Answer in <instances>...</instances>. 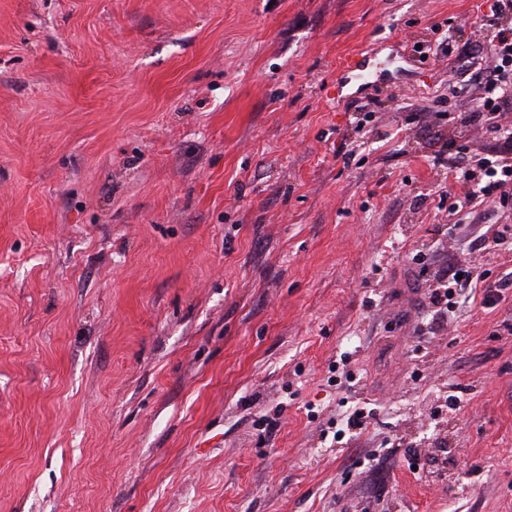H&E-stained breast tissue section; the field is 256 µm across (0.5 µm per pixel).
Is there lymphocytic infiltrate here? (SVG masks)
Returning a JSON list of instances; mask_svg holds the SVG:
<instances>
[{
  "label": "lymphocytic infiltrate",
  "instance_id": "1",
  "mask_svg": "<svg viewBox=\"0 0 512 512\" xmlns=\"http://www.w3.org/2000/svg\"><path fill=\"white\" fill-rule=\"evenodd\" d=\"M470 25L489 38L485 65L475 76L478 97L470 120L494 133L499 149L494 157L482 159L476 172L464 168L463 152H456L449 158V167L459 168L461 178L471 185L468 192L454 198L449 205L452 219L448 229L453 233L473 212H482L489 218L494 215L496 207L512 204V131L503 129L492 120L493 115L512 107V0H481ZM476 284L482 287L483 304L491 306L500 302L506 291L512 289V276L487 284L481 274L462 264L442 266L435 275L434 285L427 292V306L433 313H448L455 307V296Z\"/></svg>",
  "mask_w": 512,
  "mask_h": 512
}]
</instances>
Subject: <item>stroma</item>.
Masks as SVG:
<instances>
[{"instance_id":"obj_1","label":"stroma","mask_w":512,"mask_h":512,"mask_svg":"<svg viewBox=\"0 0 512 512\" xmlns=\"http://www.w3.org/2000/svg\"><path fill=\"white\" fill-rule=\"evenodd\" d=\"M477 3L0 0V512H512V290L416 334Z\"/></svg>"}]
</instances>
